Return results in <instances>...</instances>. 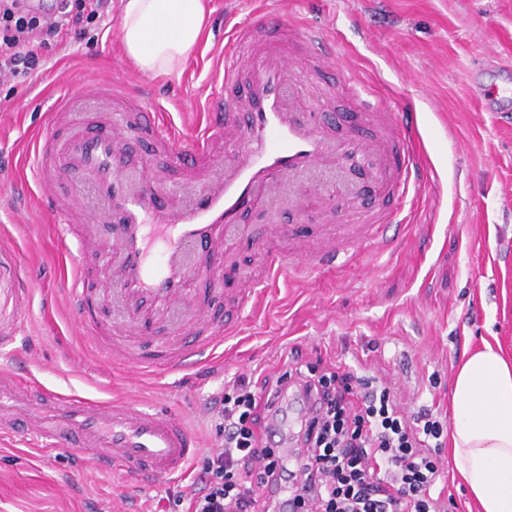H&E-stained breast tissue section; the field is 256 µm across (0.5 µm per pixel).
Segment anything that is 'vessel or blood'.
Instances as JSON below:
<instances>
[{
    "label": "vessel or blood",
    "instance_id": "b4317fda",
    "mask_svg": "<svg viewBox=\"0 0 512 512\" xmlns=\"http://www.w3.org/2000/svg\"><path fill=\"white\" fill-rule=\"evenodd\" d=\"M303 53L273 49L253 29L240 30L224 53V67L215 81L219 92L203 129L179 142L155 109L131 101L139 123L163 148L175 176L203 173L200 189L175 204L150 168L136 165V152L123 120L104 126L85 124L58 132L49 125L34 149L37 184L49 207L65 203V215L80 214L94 225L112 220V275L89 287L82 274L73 278L71 296L82 327H96L94 297L120 298L130 323L113 322L112 334L100 351L127 373L181 372L199 364L233 334L220 325L211 305H199L194 318L170 330L167 340L152 344L143 328L163 322L169 312L190 298V286L208 278L212 291L220 283L208 259L219 252L226 229L250 209L270 203L283 192L284 176L303 174L322 164L357 171L384 203L362 206L350 191L336 195L345 210V224H321L312 235L279 226L282 248L263 254L264 272L236 300V309L251 304L258 292L272 287L291 271L363 270L362 257L387 252L410 191L427 177L405 126L389 104L362 83L346 81L364 123L338 131L342 118H317L308 96L297 85L312 84L332 72L338 61L334 37L322 29L301 26ZM223 147L224 159L212 167L204 162ZM78 174L92 182L106 203L104 214L85 211ZM279 419L268 432L277 449L290 446L293 431L307 418L309 404L295 393L281 392L272 402ZM0 424L90 456L101 468L149 485L182 473L199 444L185 423L168 413L132 401H101L78 394L61 395L39 387L11 370L0 371Z\"/></svg>",
    "mask_w": 512,
    "mask_h": 512
}]
</instances>
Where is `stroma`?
<instances>
[{"label": "stroma", "mask_w": 512, "mask_h": 512, "mask_svg": "<svg viewBox=\"0 0 512 512\" xmlns=\"http://www.w3.org/2000/svg\"><path fill=\"white\" fill-rule=\"evenodd\" d=\"M200 45L179 69L115 70L123 55L120 3L88 43L46 52L27 79L0 84V365L15 363L43 386L107 400L127 388L77 324L65 281L81 260L87 282L104 280L108 222L81 250V224L62 223L38 196L31 160L60 97L112 84L159 109L175 134L203 127L210 85L235 27L258 11L280 15L283 46L299 51L297 26L334 35L340 69L372 85L394 112L417 116L416 148L429 180L405 207L393 252L368 276L293 273L239 316L215 361L143 377L135 395L181 417L201 451L221 443L214 400L227 381L294 363L337 361L389 383L407 412L448 418L453 367L469 348L498 344L512 359V114L484 111L473 79L491 86L490 63L512 67V0H207ZM328 199L305 214L284 207L246 213L225 233L226 297L261 264L271 225L318 224ZM197 472L140 487L123 475L16 432L0 436V512H186L176 505Z\"/></svg>", "instance_id": "stroma-1"}]
</instances>
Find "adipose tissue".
<instances>
[{
    "mask_svg": "<svg viewBox=\"0 0 512 512\" xmlns=\"http://www.w3.org/2000/svg\"><path fill=\"white\" fill-rule=\"evenodd\" d=\"M127 56L144 72L168 74L198 46L204 0H120ZM449 456L480 512H512V360L491 344L454 368Z\"/></svg>",
    "mask_w": 512,
    "mask_h": 512,
    "instance_id": "1",
    "label": "adipose tissue"
}]
</instances>
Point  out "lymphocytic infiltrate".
Segmentation results:
<instances>
[{
    "instance_id": "lymphocytic-infiltrate-1",
    "label": "lymphocytic infiltrate",
    "mask_w": 512,
    "mask_h": 512,
    "mask_svg": "<svg viewBox=\"0 0 512 512\" xmlns=\"http://www.w3.org/2000/svg\"><path fill=\"white\" fill-rule=\"evenodd\" d=\"M107 5L0 0V79L37 74L43 47L85 40ZM294 383L313 397L315 411L287 466L259 431L272 400ZM215 403L224 443L202 458L187 512H277L265 490L292 469L300 475L295 512H448L444 422L428 408L407 413L377 376L318 362L267 374L257 392L236 379Z\"/></svg>"
}]
</instances>
